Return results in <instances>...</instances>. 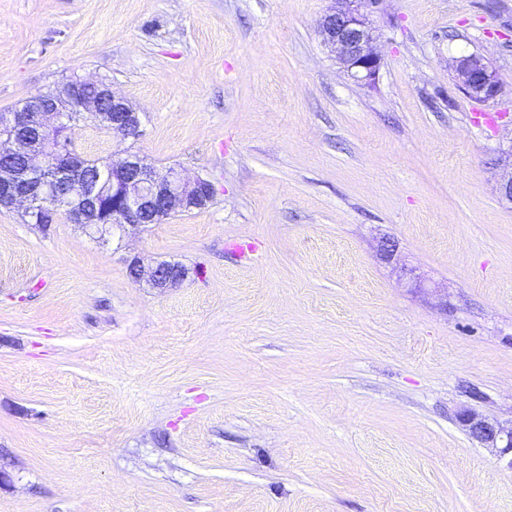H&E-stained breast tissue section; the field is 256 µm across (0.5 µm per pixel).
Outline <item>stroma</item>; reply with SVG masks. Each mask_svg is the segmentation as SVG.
I'll return each mask as SVG.
<instances>
[{"mask_svg": "<svg viewBox=\"0 0 512 512\" xmlns=\"http://www.w3.org/2000/svg\"><path fill=\"white\" fill-rule=\"evenodd\" d=\"M335 4L0 0V110L106 81L143 134L78 153L215 188L127 236L0 211V512H512L457 420L512 423V0H380L369 84L321 42ZM456 72L469 95L487 101L498 96L500 84L496 74L482 57L470 54L458 58ZM129 276L135 283L146 282L152 288H168L185 276V268L179 264L161 262L154 267L145 268L138 260L128 265Z\"/></svg>", "mask_w": 512, "mask_h": 512, "instance_id": "stroma-1", "label": "stroma"}]
</instances>
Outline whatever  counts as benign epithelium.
<instances>
[{
  "mask_svg": "<svg viewBox=\"0 0 512 512\" xmlns=\"http://www.w3.org/2000/svg\"><path fill=\"white\" fill-rule=\"evenodd\" d=\"M337 2L339 7L320 20L319 34L349 78L369 83L379 72L381 57L367 7L378 0ZM456 72L469 95L487 101L498 96L496 74L482 57L470 54L458 58ZM87 88L95 93L85 92ZM80 115L105 125L122 139H137L143 134L140 113L111 85L88 78L62 84L1 111L0 158L22 156L26 160L20 171L0 166L1 208L33 218L50 207L71 224L97 228L101 208L110 196L109 225L126 233L146 227L144 216L150 212L160 223L174 212L203 209L212 202L214 186L210 180L191 178L174 168L159 173L137 154L104 162L96 168V177L90 178L87 163L75 147L56 138L58 130L74 125ZM128 272L132 281H144L159 289L185 276V268L169 262L146 268L133 260ZM458 419L471 438L512 455V426L504 427L472 409L460 411Z\"/></svg>",
  "mask_w": 512,
  "mask_h": 512,
  "instance_id": "1",
  "label": "benign epithelium"
}]
</instances>
